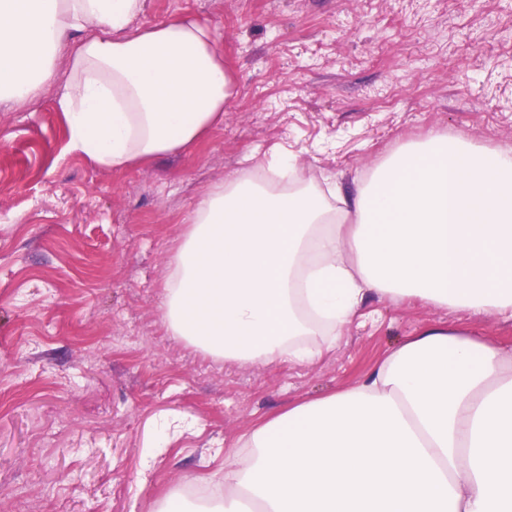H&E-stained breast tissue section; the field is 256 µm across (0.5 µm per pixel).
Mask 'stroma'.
Instances as JSON below:
<instances>
[{
    "instance_id": "stroma-1",
    "label": "stroma",
    "mask_w": 512,
    "mask_h": 512,
    "mask_svg": "<svg viewBox=\"0 0 512 512\" xmlns=\"http://www.w3.org/2000/svg\"><path fill=\"white\" fill-rule=\"evenodd\" d=\"M175 16L213 28L240 86L195 147L101 169L68 150L53 89L0 105V512H160L223 484L261 420L466 320L374 299L313 361L239 366L171 335L164 286L244 154L279 145L346 186L431 133L512 147V0H145L138 23ZM466 321L512 350V319Z\"/></svg>"
}]
</instances>
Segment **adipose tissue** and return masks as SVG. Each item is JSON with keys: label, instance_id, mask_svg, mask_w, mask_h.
Returning a JSON list of instances; mask_svg holds the SVG:
<instances>
[{"label": "adipose tissue", "instance_id": "adipose-tissue-1", "mask_svg": "<svg viewBox=\"0 0 512 512\" xmlns=\"http://www.w3.org/2000/svg\"><path fill=\"white\" fill-rule=\"evenodd\" d=\"M145 0H0V105L54 87L69 147L145 165L223 126L239 93L209 25L139 28ZM66 68H59V58ZM165 323L239 365L305 362L371 297L512 318V148L435 133L325 196L272 147L212 187ZM204 512H512V355L461 326L409 337L357 384L255 429Z\"/></svg>", "mask_w": 512, "mask_h": 512}]
</instances>
